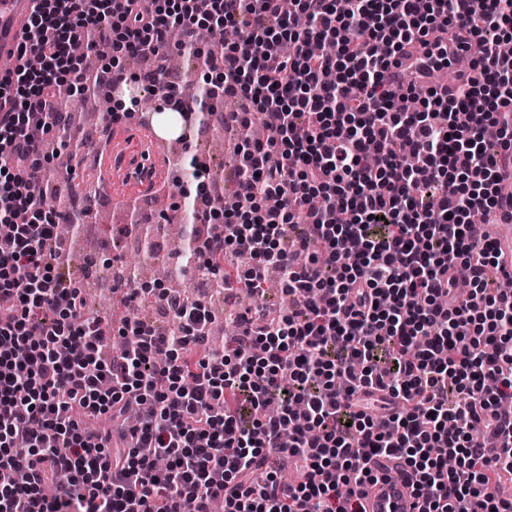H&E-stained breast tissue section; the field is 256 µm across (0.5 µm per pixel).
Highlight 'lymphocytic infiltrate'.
<instances>
[{
    "instance_id": "obj_1",
    "label": "lymphocytic infiltrate",
    "mask_w": 512,
    "mask_h": 512,
    "mask_svg": "<svg viewBox=\"0 0 512 512\" xmlns=\"http://www.w3.org/2000/svg\"><path fill=\"white\" fill-rule=\"evenodd\" d=\"M207 24L237 34L205 85L211 111L234 100L231 124L261 116L268 137L237 145L238 207L190 250L204 275L256 291L280 271L292 303L240 315L221 351L209 309L165 288L113 284L165 303L179 335L85 316L52 251L70 217L32 194L42 144L27 134L35 115L67 127L54 92L86 82L71 44L89 29L113 78L138 83L124 60L163 74L169 29L191 48ZM511 29L512 0H39L23 66L0 72V512H365L377 457L414 473L425 512H512L497 492L512 478V291L469 222L504 221ZM467 37L477 76L444 97L429 81ZM420 87L417 111H394ZM230 253L249 260L233 276ZM116 334L127 346L103 357ZM286 456L301 479L279 476Z\"/></svg>"
}]
</instances>
